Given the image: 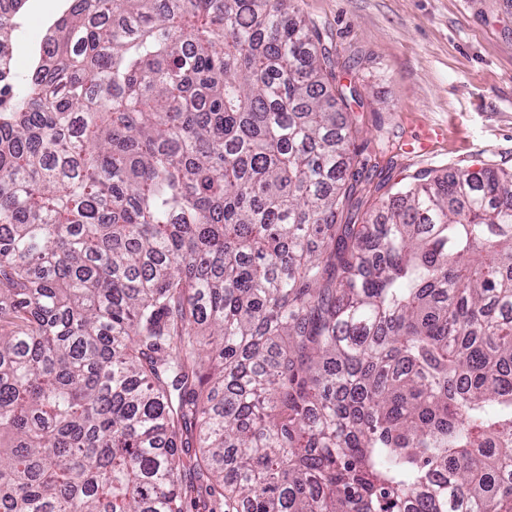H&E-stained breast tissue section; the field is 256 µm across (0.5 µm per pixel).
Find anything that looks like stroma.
Returning a JSON list of instances; mask_svg holds the SVG:
<instances>
[{"label":"stroma","instance_id":"35a3bbf8","mask_svg":"<svg viewBox=\"0 0 512 512\" xmlns=\"http://www.w3.org/2000/svg\"><path fill=\"white\" fill-rule=\"evenodd\" d=\"M340 84L354 88L355 146L376 165L352 212L363 223L388 188L428 170L512 167V0H298ZM62 0H28L19 71ZM428 154L407 153L427 127Z\"/></svg>","mask_w":512,"mask_h":512}]
</instances>
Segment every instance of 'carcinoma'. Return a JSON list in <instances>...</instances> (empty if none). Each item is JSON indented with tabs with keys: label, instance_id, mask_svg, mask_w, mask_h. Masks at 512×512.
Here are the masks:
<instances>
[{
	"label": "carcinoma",
	"instance_id": "1",
	"mask_svg": "<svg viewBox=\"0 0 512 512\" xmlns=\"http://www.w3.org/2000/svg\"><path fill=\"white\" fill-rule=\"evenodd\" d=\"M0 14V512H512V169L366 164L297 0ZM61 0H29L18 19L13 53L18 71L26 72L30 57L62 10Z\"/></svg>",
	"mask_w": 512,
	"mask_h": 512
}]
</instances>
